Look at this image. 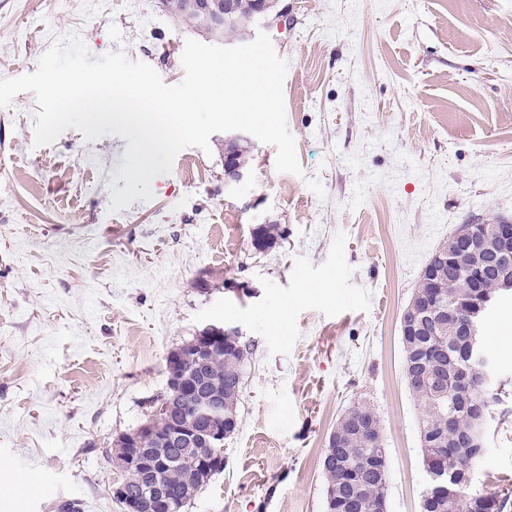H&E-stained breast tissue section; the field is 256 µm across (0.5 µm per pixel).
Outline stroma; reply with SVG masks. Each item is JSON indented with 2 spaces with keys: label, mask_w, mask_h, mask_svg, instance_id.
<instances>
[{
  "label": "stroma",
  "mask_w": 512,
  "mask_h": 512,
  "mask_svg": "<svg viewBox=\"0 0 512 512\" xmlns=\"http://www.w3.org/2000/svg\"><path fill=\"white\" fill-rule=\"evenodd\" d=\"M288 6L266 33L288 64L302 175L255 140L225 189L217 132L153 179L150 201L113 213L122 137L70 129L38 147L33 94L0 108V512H123L115 443L150 416L167 354L211 324L238 327L250 353L224 470L183 512H325L328 437L359 401L381 421L387 512H419L428 476L401 315L459 225L512 217V0ZM66 35L168 85L187 40L213 42L161 0H0V79L34 72ZM268 222L284 236L260 254L250 230ZM482 334L500 400L471 487L512 492V307Z\"/></svg>",
  "instance_id": "1"
}]
</instances>
